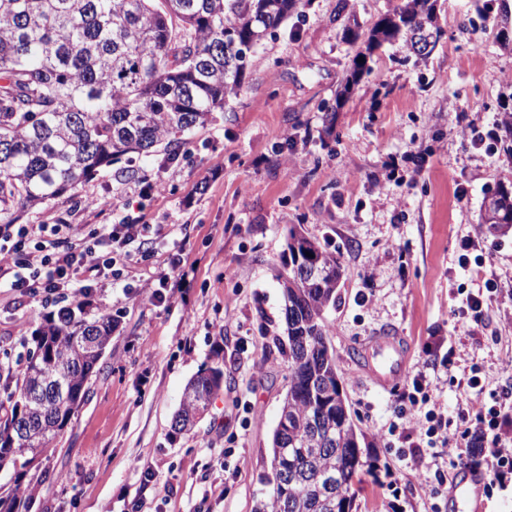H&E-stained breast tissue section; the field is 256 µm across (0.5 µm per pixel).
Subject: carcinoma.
<instances>
[{
    "instance_id": "cac0c4a2",
    "label": "carcinoma",
    "mask_w": 512,
    "mask_h": 512,
    "mask_svg": "<svg viewBox=\"0 0 512 512\" xmlns=\"http://www.w3.org/2000/svg\"><path fill=\"white\" fill-rule=\"evenodd\" d=\"M301 0H0V216L38 209L100 169L157 152L176 158L184 136L205 127L239 93L248 63L244 46H259L295 12ZM497 37L512 50L499 10ZM440 28L438 0H400L357 47L346 76L349 92L370 72L373 52L402 42L421 23ZM364 61H359V58ZM502 151L512 157V112L498 123ZM479 223L493 232L512 227V196ZM285 326L278 342L290 382L286 435L272 445L271 491L254 512H336L319 490L326 477L354 500L361 473L372 471L364 435L336 399L341 381L329 348L326 311L336 304L342 269L317 240L290 232ZM112 315L83 300L49 315L32 336L9 405L0 417V471L14 470L0 489V512H31L47 447L89 396L91 381L112 341ZM94 336L102 351L84 346ZM224 384L216 365L185 387L175 417H195Z\"/></svg>"
}]
</instances>
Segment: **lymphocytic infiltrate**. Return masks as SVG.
Returning <instances> with one entry per match:
<instances>
[{
    "label": "lymphocytic infiltrate",
    "mask_w": 512,
    "mask_h": 512,
    "mask_svg": "<svg viewBox=\"0 0 512 512\" xmlns=\"http://www.w3.org/2000/svg\"><path fill=\"white\" fill-rule=\"evenodd\" d=\"M177 224H141L123 216L116 223L85 230L80 224H1L0 288L32 296L54 295L70 289L91 291L101 280L118 276L120 267L146 260L140 245L150 238H171ZM466 386L475 401L462 409L457 420L425 425L412 422V432L440 438L451 466L484 468L502 482L512 475V418L502 415L500 404H487L478 376ZM490 438L491 448L481 459L463 455L462 445L471 433Z\"/></svg>",
    "instance_id": "obj_1"
}]
</instances>
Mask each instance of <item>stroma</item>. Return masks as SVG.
I'll list each match as a JSON object with an SVG mask.
<instances>
[{
    "mask_svg": "<svg viewBox=\"0 0 512 512\" xmlns=\"http://www.w3.org/2000/svg\"><path fill=\"white\" fill-rule=\"evenodd\" d=\"M398 0H305L251 57L242 89L211 122L189 133L173 163L142 159L137 179L161 182L133 199L144 223L175 214L186 242L188 284L174 303L150 299L157 271L175 250L152 242L151 257L120 281L88 293L117 324L90 397L51 445L55 477L33 512H253L270 470L272 436L289 369L275 337L285 334L276 273L290 230L317 239L344 270L326 312L337 371L374 469L355 491L353 512H447L448 451L407 455L410 413L467 406L465 381L479 376L485 399L512 393V321L492 304L469 327L457 313L494 278L512 294V232L477 222L486 194L512 182V159L474 146L459 117L491 138L512 83V52L496 38L486 0H439L443 36L422 58L384 45L350 94L343 80L354 46ZM116 169L24 213L25 224H109L78 198H112L129 187ZM483 265L461 266L463 243ZM54 301L0 289V368L17 370ZM403 336L406 371L377 386L355 351L379 332ZM224 370V391L197 427L171 433L187 382ZM426 389L409 406L414 379ZM155 488L142 485L143 471Z\"/></svg>",
    "mask_w": 512,
    "mask_h": 512,
    "instance_id": "stroma-1",
    "label": "stroma"
}]
</instances>
